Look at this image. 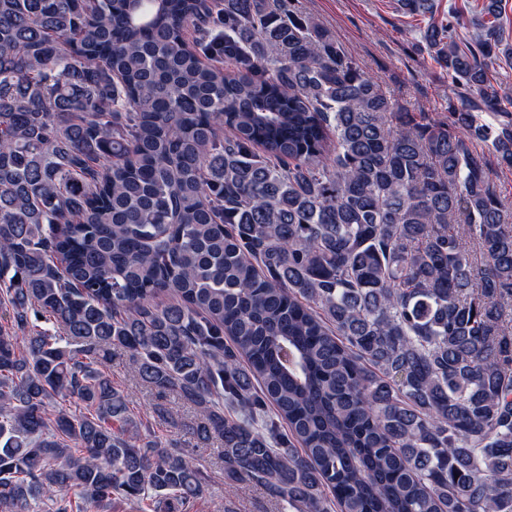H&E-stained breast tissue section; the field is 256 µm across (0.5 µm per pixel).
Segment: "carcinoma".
<instances>
[{
  "mask_svg": "<svg viewBox=\"0 0 512 512\" xmlns=\"http://www.w3.org/2000/svg\"><path fill=\"white\" fill-rule=\"evenodd\" d=\"M501 4L424 25L420 123L296 0H0V512L202 497L118 351L286 512H512ZM470 147L474 153L486 158L491 183L501 197L512 203V171L498 168L495 158L484 143L473 141Z\"/></svg>",
  "mask_w": 512,
  "mask_h": 512,
  "instance_id": "cac0c4a2",
  "label": "carcinoma"
}]
</instances>
